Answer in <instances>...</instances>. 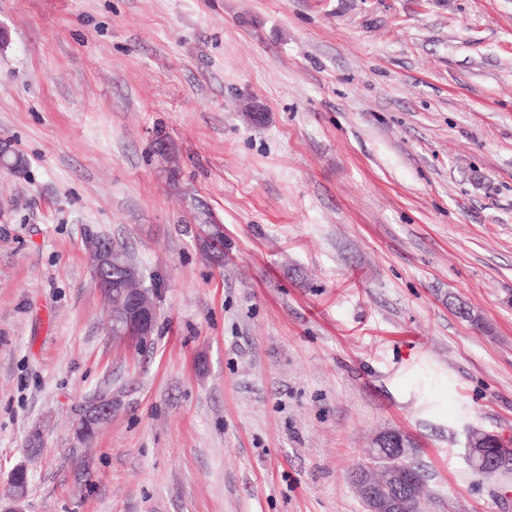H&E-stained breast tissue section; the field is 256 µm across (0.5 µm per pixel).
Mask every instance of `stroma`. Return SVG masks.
Here are the masks:
<instances>
[{
    "label": "stroma",
    "mask_w": 512,
    "mask_h": 512,
    "mask_svg": "<svg viewBox=\"0 0 512 512\" xmlns=\"http://www.w3.org/2000/svg\"><path fill=\"white\" fill-rule=\"evenodd\" d=\"M0 26V491L24 462V512H363L395 429L426 512H512L464 459L512 440V0H0ZM92 235L158 284L148 344L108 335ZM88 410L84 421L88 427L77 433V440L82 443L90 441L97 428L112 417V397L93 399L85 403Z\"/></svg>",
    "instance_id": "obj_1"
}]
</instances>
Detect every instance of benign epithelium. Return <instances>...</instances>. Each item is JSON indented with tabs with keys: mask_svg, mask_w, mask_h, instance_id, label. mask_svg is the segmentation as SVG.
Listing matches in <instances>:
<instances>
[{
	"mask_svg": "<svg viewBox=\"0 0 512 512\" xmlns=\"http://www.w3.org/2000/svg\"><path fill=\"white\" fill-rule=\"evenodd\" d=\"M157 307L154 293L140 289L124 295L117 307L109 310L112 323V338L141 342L153 333L155 310ZM85 422L88 427L77 433V439L83 443L90 441L104 422L112 417V398L93 399L86 403ZM488 440V434L472 431L468 436L465 458L469 466L476 468L504 469L512 468V460L486 459L479 444ZM385 447L386 464L372 471L356 469L351 480L363 499L365 512H422L424 500H415L400 488L414 480L412 470L406 463L410 457L404 435L398 430H384L374 438V447ZM16 488L6 498L11 506L5 512H23L21 504L25 501L28 486L21 481L14 482Z\"/></svg>",
	"mask_w": 512,
	"mask_h": 512,
	"instance_id": "obj_1",
	"label": "benign epithelium"
}]
</instances>
